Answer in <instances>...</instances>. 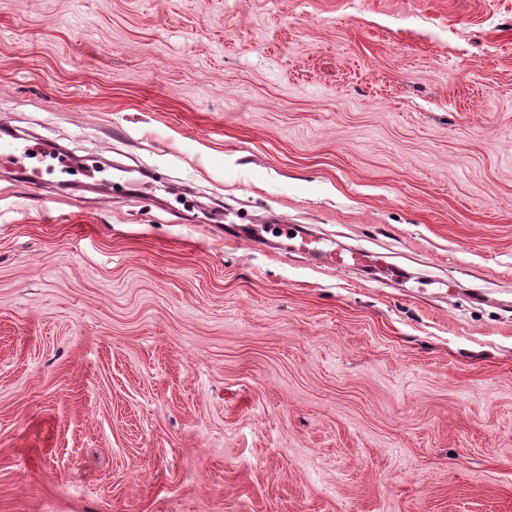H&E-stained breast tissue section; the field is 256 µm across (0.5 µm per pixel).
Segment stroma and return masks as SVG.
Masks as SVG:
<instances>
[{
	"instance_id": "stroma-1",
	"label": "stroma",
	"mask_w": 512,
	"mask_h": 512,
	"mask_svg": "<svg viewBox=\"0 0 512 512\" xmlns=\"http://www.w3.org/2000/svg\"><path fill=\"white\" fill-rule=\"evenodd\" d=\"M4 126L0 512H512V0H0ZM28 146H21L16 142H0V162H6L14 167L24 182L29 185L37 186L39 184V175L36 169H28L25 165V159L29 158ZM30 171V173H29Z\"/></svg>"
}]
</instances>
